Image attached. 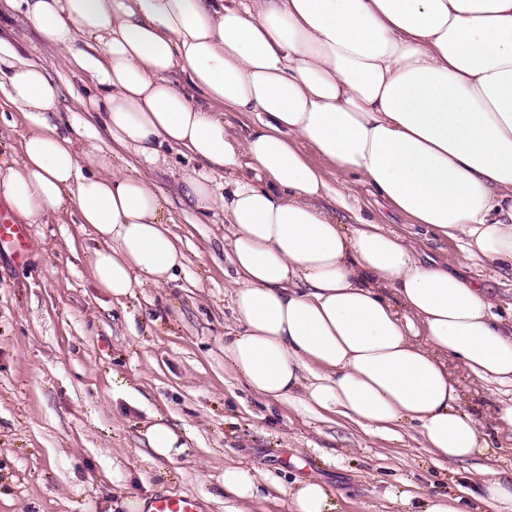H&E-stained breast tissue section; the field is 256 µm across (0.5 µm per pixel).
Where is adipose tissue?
<instances>
[{
	"label": "adipose tissue",
	"instance_id": "obj_1",
	"mask_svg": "<svg viewBox=\"0 0 512 512\" xmlns=\"http://www.w3.org/2000/svg\"><path fill=\"white\" fill-rule=\"evenodd\" d=\"M63 62L87 72L73 109L148 163L182 147L197 209L228 225L233 313L224 356L256 395L298 401L384 436L417 425L424 449L462 463L490 446L460 402L459 362L512 386V321L463 269L512 266V0H5ZM185 81L176 84L172 75ZM0 94L28 124L0 176L14 214L74 208L98 246L92 276L119 298L170 280L183 255L169 200L51 125L45 68L0 51ZM228 112L255 113L244 135ZM360 176L409 223L458 253L422 256L364 217L328 169ZM232 180L216 190L213 175ZM268 477L228 465L226 496L259 503ZM289 512H333L306 478ZM482 512H512V475L485 470Z\"/></svg>",
	"mask_w": 512,
	"mask_h": 512
}]
</instances>
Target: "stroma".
I'll list each match as a JSON object with an SVG mask.
<instances>
[{"label":"stroma","mask_w":512,"mask_h":512,"mask_svg":"<svg viewBox=\"0 0 512 512\" xmlns=\"http://www.w3.org/2000/svg\"><path fill=\"white\" fill-rule=\"evenodd\" d=\"M0 39L38 58L59 87L54 124L76 144L111 151L97 120L69 110L83 74L62 66L20 11L0 15ZM163 154L153 166L125 155L170 200L169 228L185 261L163 285L119 299L97 288L90 232L70 210L27 225L24 259L0 243V512H129L130 501L161 493L196 497L204 512H235L224 499L228 464L288 483L319 479L339 512H401L393 497L403 492L419 512L438 494L472 503L484 469L512 472V434L495 420L497 403L512 398L509 385L462 379L463 402L493 445L463 464L437 461L417 430L398 441L252 393L224 360V338L235 330L224 213L197 211L178 184L199 162L175 147ZM349 192L421 253L458 251L375 202L362 183L350 181ZM159 420L184 449L165 457L149 448L146 430Z\"/></svg>","instance_id":"35a3bbf8"}]
</instances>
